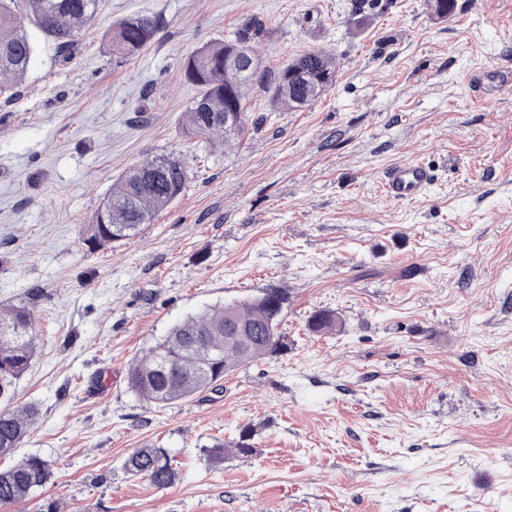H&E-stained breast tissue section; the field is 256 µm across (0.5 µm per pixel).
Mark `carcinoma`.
<instances>
[{
	"label": "carcinoma",
	"instance_id": "carcinoma-1",
	"mask_svg": "<svg viewBox=\"0 0 512 512\" xmlns=\"http://www.w3.org/2000/svg\"><path fill=\"white\" fill-rule=\"evenodd\" d=\"M100 8V0H0V95L11 98L26 75L34 45L26 24L48 39L62 62L77 53L82 35ZM160 19L131 15L117 21L108 35L112 55L126 59L146 49L155 39ZM266 34L262 20L252 18L229 36L214 39L189 54L183 64L185 78L198 87V95L184 113L188 134H202L224 145L240 140L248 129L250 92L254 80L224 69V58L247 51L257 68H264L255 43ZM336 80V60L311 49L281 65L261 85L274 111H298L322 97ZM231 119H226V115ZM187 169L182 160L160 154L127 167L88 225L86 243L100 248L136 236L184 192ZM283 310L273 311L265 294L213 305L173 324L165 336L131 362L128 383L144 401L166 406L205 391L222 389L224 376L257 359L287 349L279 326ZM339 322L331 310L316 313L311 330L331 333ZM35 353L31 311L24 306L0 310V400L11 399L13 383L29 369ZM37 417L33 407L0 412V457L12 455ZM249 430L239 438L210 446L215 463L229 454L252 452ZM132 477L144 476L158 488L172 484L176 472L163 448H140L124 463ZM50 477L47 461L29 456L0 470V506L25 500Z\"/></svg>",
	"mask_w": 512,
	"mask_h": 512
}]
</instances>
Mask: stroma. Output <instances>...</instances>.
<instances>
[{
	"label": "stroma",
	"instance_id": "obj_1",
	"mask_svg": "<svg viewBox=\"0 0 512 512\" xmlns=\"http://www.w3.org/2000/svg\"><path fill=\"white\" fill-rule=\"evenodd\" d=\"M158 17L115 64L118 19ZM278 68L319 48L336 82L225 147L186 135L198 90L183 63L245 19ZM13 101L0 97V305H29L36 353L4 407L36 405L27 456L52 475L0 512H512V97L477 100L470 75L512 66V0H102L61 62L41 35ZM184 160L181 197L129 240L83 243L127 166ZM430 167L396 202L380 176ZM288 291L287 351L220 391L157 407L128 387L135 355L176 321L263 289ZM335 311V333L310 331ZM252 433L248 456L206 447ZM167 449L168 488L130 478ZM433 181L429 167L417 161L396 162L382 171L385 193L395 201H407L421 194ZM125 471L132 477H147L158 488L172 484L176 472L164 448H140L124 463Z\"/></svg>",
	"mask_w": 512,
	"mask_h": 512
}]
</instances>
